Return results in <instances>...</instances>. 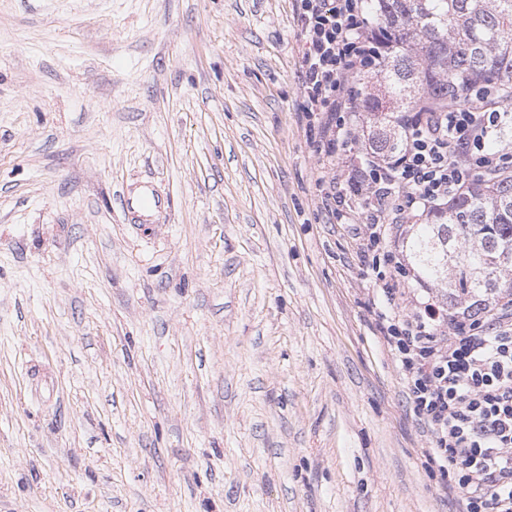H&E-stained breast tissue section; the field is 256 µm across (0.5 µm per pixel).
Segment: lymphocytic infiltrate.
<instances>
[{
	"instance_id": "f902f5d3",
	"label": "lymphocytic infiltrate",
	"mask_w": 512,
	"mask_h": 512,
	"mask_svg": "<svg viewBox=\"0 0 512 512\" xmlns=\"http://www.w3.org/2000/svg\"><path fill=\"white\" fill-rule=\"evenodd\" d=\"M304 39L298 60L303 110L327 145L355 140L357 78L381 58L365 0H296ZM512 117L496 97L465 106L424 102L402 119L395 158L369 155L336 173V203L358 226L377 288L375 314L415 415L428 428L431 456L444 461L461 512H512V298L471 319L405 286L390 243L402 224L461 191L473 171L505 173L512 155L491 148Z\"/></svg>"
}]
</instances>
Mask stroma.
<instances>
[{"label":"stroma","mask_w":512,"mask_h":512,"mask_svg":"<svg viewBox=\"0 0 512 512\" xmlns=\"http://www.w3.org/2000/svg\"><path fill=\"white\" fill-rule=\"evenodd\" d=\"M302 48L295 0H0V512H459ZM164 204L157 195L148 191L125 200V208L131 219L143 213L160 209Z\"/></svg>","instance_id":"1"}]
</instances>
